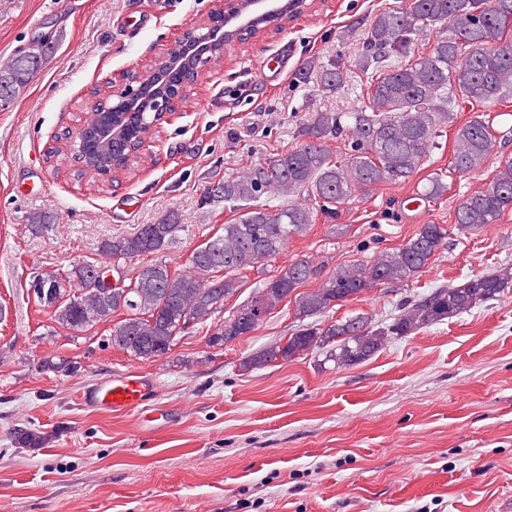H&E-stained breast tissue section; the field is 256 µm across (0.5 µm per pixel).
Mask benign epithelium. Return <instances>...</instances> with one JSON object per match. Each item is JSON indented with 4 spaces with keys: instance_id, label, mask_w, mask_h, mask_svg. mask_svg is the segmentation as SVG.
Wrapping results in <instances>:
<instances>
[{
    "instance_id": "benign-epithelium-1",
    "label": "benign epithelium",
    "mask_w": 512,
    "mask_h": 512,
    "mask_svg": "<svg viewBox=\"0 0 512 512\" xmlns=\"http://www.w3.org/2000/svg\"><path fill=\"white\" fill-rule=\"evenodd\" d=\"M291 2L295 8L286 11L280 7L281 0H224L222 8L208 13L184 34L179 53L165 55L158 61L149 78L124 79L109 90L102 99L95 130L80 124L63 131L72 159L81 164L74 145H82L88 136H93L98 149L107 156L101 178L111 179L116 164L111 145L129 136L133 118H139L151 131L168 121L179 111L195 78L223 60L232 47L242 43V37L247 35L255 40L280 30L292 15L308 9L304 0ZM90 276L105 296L112 295L114 290H128L122 275L116 277L102 270Z\"/></svg>"
}]
</instances>
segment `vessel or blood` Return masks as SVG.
Listing matches in <instances>:
<instances>
[{
    "instance_id": "b4317fda",
    "label": "vessel or blood",
    "mask_w": 512,
    "mask_h": 512,
    "mask_svg": "<svg viewBox=\"0 0 512 512\" xmlns=\"http://www.w3.org/2000/svg\"><path fill=\"white\" fill-rule=\"evenodd\" d=\"M157 396L155 382L140 374L126 372L86 390L83 401L91 408L137 413Z\"/></svg>"
}]
</instances>
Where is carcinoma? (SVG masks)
Instances as JSON below:
<instances>
[{
  "mask_svg": "<svg viewBox=\"0 0 512 512\" xmlns=\"http://www.w3.org/2000/svg\"><path fill=\"white\" fill-rule=\"evenodd\" d=\"M435 23L441 27L435 43L428 53H416L418 40ZM48 52L46 41L34 39L0 63V102L25 95ZM391 56L401 58V65L389 68L385 61ZM356 66L366 76L362 105L352 112L313 113L299 129L303 141L298 147L217 181L214 193H204L205 202H224L234 218L224 222L222 234L194 249L187 270L175 273L162 262L146 265V274L134 276L136 306L129 307L119 292L104 298L90 289L85 272L101 268L97 260L35 275L47 295L67 297L55 310L59 324L81 333L112 321L119 312L123 318L110 328L113 346L143 359L164 355L183 332L184 316L192 314L196 323L205 324L242 290L247 272L275 259L288 240L305 235L318 217L334 219L356 192L404 181L419 172L444 130H455L450 169L460 175L479 172L494 142L484 113L512 98V0H410L400 10L379 12L366 32ZM313 73L328 93L341 88L346 78L341 61L324 67L311 58L298 77L305 81ZM466 104L482 108L483 114L459 124L456 109ZM333 138L344 140V151L337 155L325 147ZM447 190L437 174L427 179L423 192L434 199ZM272 199L285 203L272 206ZM509 209L512 158L500 161L485 188L462 198L456 226L477 231L498 223ZM181 230V216L169 210L130 235L104 240L100 253L117 263L160 253ZM447 239L443 225L423 224L404 244L372 263L339 267L324 278L309 261H294L259 280L208 343L221 346L226 336L237 339L253 332L281 300L293 295L299 328L283 345L255 353L244 368L290 362L310 352L320 353L338 368L353 366L372 359L390 338L409 336L468 312L512 288V266H506L407 300L388 323L374 325L364 316L330 325L315 321L372 288L413 278ZM317 278L316 289L299 291ZM74 283L79 285L76 292L70 289ZM46 440L42 433L26 430L17 435L16 444L39 448Z\"/></svg>",
  "mask_w": 512,
  "mask_h": 512,
  "instance_id": "obj_1",
  "label": "carcinoma"
}]
</instances>
